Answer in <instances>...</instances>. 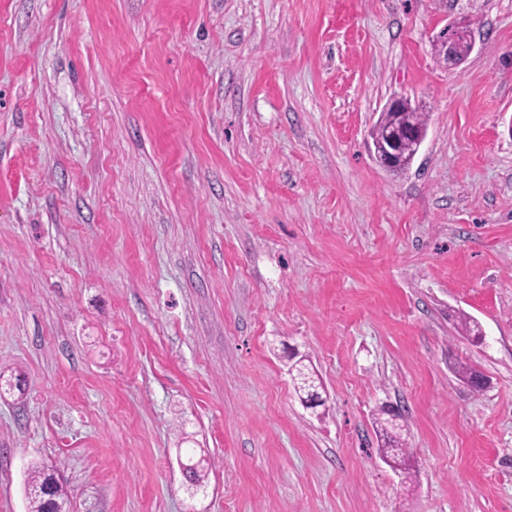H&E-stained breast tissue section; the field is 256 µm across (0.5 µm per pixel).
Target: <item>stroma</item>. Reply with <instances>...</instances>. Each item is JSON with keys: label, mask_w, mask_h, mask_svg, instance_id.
I'll return each instance as SVG.
<instances>
[{"label": "stroma", "mask_w": 512, "mask_h": 512, "mask_svg": "<svg viewBox=\"0 0 512 512\" xmlns=\"http://www.w3.org/2000/svg\"><path fill=\"white\" fill-rule=\"evenodd\" d=\"M0 376V512H512V0H0ZM443 54H446L448 64L459 65L474 48V41L468 29L458 25H451L443 29L436 42ZM405 106V107H404ZM407 98L395 96L390 99L385 111L388 109H398L404 107L403 111L387 112L382 114L371 133L372 146L374 147V138L384 137L387 130L393 129L403 132L408 129H415L424 140L427 133V124L422 112L416 108L407 107ZM397 145L398 143L394 136L387 137L386 141L379 148H376L374 155L382 167L389 170L392 169L391 171L401 172L406 170L411 163L400 166L404 162V158L398 155ZM395 167L398 168L393 169ZM399 419L395 420L390 417L378 420L377 427L381 441L378 450L382 455L390 457L398 464L403 465L408 456V448L405 438L402 437L403 425L399 424ZM182 456L191 461L190 466L186 469V476L191 484L196 486H203L206 480V463L203 458L196 456L195 448H179ZM45 469L35 467L27 480L29 512H65L67 499L62 484Z\"/></svg>", "instance_id": "1"}]
</instances>
